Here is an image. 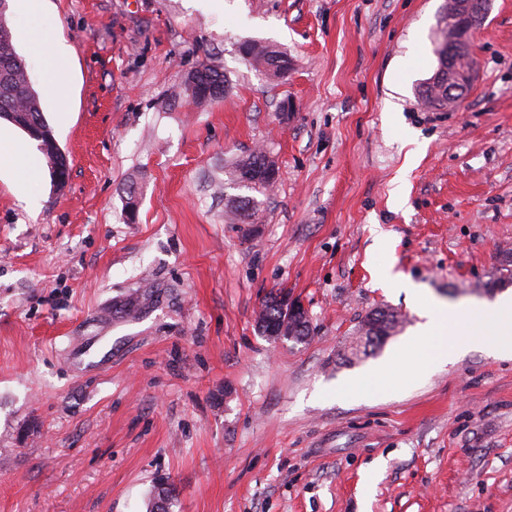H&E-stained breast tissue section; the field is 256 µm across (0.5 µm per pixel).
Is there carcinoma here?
<instances>
[{
  "mask_svg": "<svg viewBox=\"0 0 512 512\" xmlns=\"http://www.w3.org/2000/svg\"><path fill=\"white\" fill-rule=\"evenodd\" d=\"M242 56L251 57V64L260 67L272 79H283L288 76L291 63L288 56L271 44L246 41L239 46ZM438 64L449 63L452 66L461 65V54L448 52V32L441 29L440 42L435 49ZM202 90L199 95L191 98L192 103L200 104L215 101L224 94L213 96L209 94L212 87L225 90L226 79L222 69L204 65L197 69ZM28 71L15 64L6 73H0V117L7 118L8 113H16V123L33 140L43 143V136L54 134L41 108L39 97L31 83L28 82ZM421 100L432 108H443L447 100L446 90L425 87ZM278 167L267 153H250L238 157L225 165L224 174L227 182L239 189L249 191L245 196L228 200L226 207L239 224H256L259 220L260 201L254 194H267V189L277 180ZM288 314L283 312L276 296H271L263 303L259 315V330L266 336L274 337L280 333L283 322ZM399 324V317L392 309L380 308L369 313L360 327L362 335L366 336L365 345L371 348L380 346L385 338L391 335ZM174 489L167 483L160 484L154 496L152 512H168L164 504L173 497Z\"/></svg>",
  "mask_w": 512,
  "mask_h": 512,
  "instance_id": "obj_1",
  "label": "carcinoma"
}]
</instances>
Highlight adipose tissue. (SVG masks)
Wrapping results in <instances>:
<instances>
[{
	"mask_svg": "<svg viewBox=\"0 0 512 512\" xmlns=\"http://www.w3.org/2000/svg\"><path fill=\"white\" fill-rule=\"evenodd\" d=\"M15 10L26 21L21 33L30 53L42 58L47 71H54L59 63L67 60L71 48L56 32L41 29L43 0H15ZM0 163L14 176L20 199H30L42 173L29 145L0 131ZM421 311L426 321L418 325L411 342L429 348L422 370L445 365L475 347L512 358V296L477 305L464 319L447 305L435 302L422 305ZM463 320L468 323L464 331L459 328Z\"/></svg>",
	"mask_w": 512,
	"mask_h": 512,
	"instance_id": "1",
	"label": "adipose tissue"
}]
</instances>
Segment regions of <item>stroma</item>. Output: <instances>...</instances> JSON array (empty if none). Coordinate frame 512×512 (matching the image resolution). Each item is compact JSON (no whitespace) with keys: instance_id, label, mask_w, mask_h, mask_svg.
Wrapping results in <instances>:
<instances>
[{"instance_id":"35a3bbf8","label":"stroma","mask_w":512,"mask_h":512,"mask_svg":"<svg viewBox=\"0 0 512 512\" xmlns=\"http://www.w3.org/2000/svg\"><path fill=\"white\" fill-rule=\"evenodd\" d=\"M445 4L45 0L69 60L49 73L15 46L69 177L43 175L34 210L0 178V512H150L162 481L170 512H512V359L419 374V310L375 274L462 313L512 293L493 287L512 258V0L472 32L454 110L418 98ZM247 40L285 52L287 78ZM204 64L223 99H178ZM259 147L280 179L236 224L224 163ZM279 290L305 342L259 331ZM378 308L396 333L346 360ZM392 356L385 395L337 397ZM239 53L244 58L250 56L251 64L261 67L272 79L288 76L291 63L288 56L271 44L246 41L239 46Z\"/></svg>"}]
</instances>
